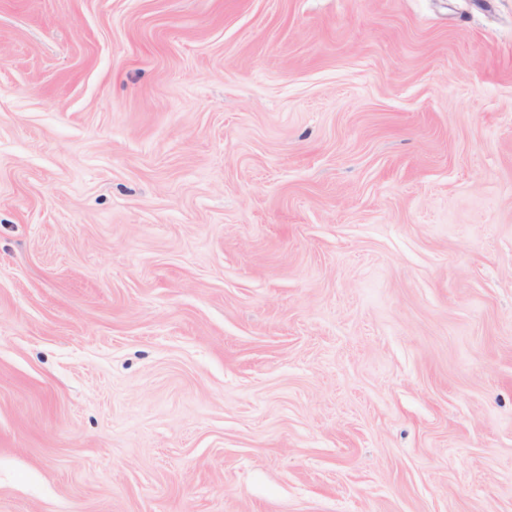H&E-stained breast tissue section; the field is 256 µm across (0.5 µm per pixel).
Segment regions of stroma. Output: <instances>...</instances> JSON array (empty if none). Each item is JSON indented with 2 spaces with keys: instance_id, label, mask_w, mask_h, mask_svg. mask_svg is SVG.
<instances>
[{
  "instance_id": "obj_1",
  "label": "stroma",
  "mask_w": 512,
  "mask_h": 512,
  "mask_svg": "<svg viewBox=\"0 0 512 512\" xmlns=\"http://www.w3.org/2000/svg\"><path fill=\"white\" fill-rule=\"evenodd\" d=\"M0 512H512V0H0Z\"/></svg>"
}]
</instances>
